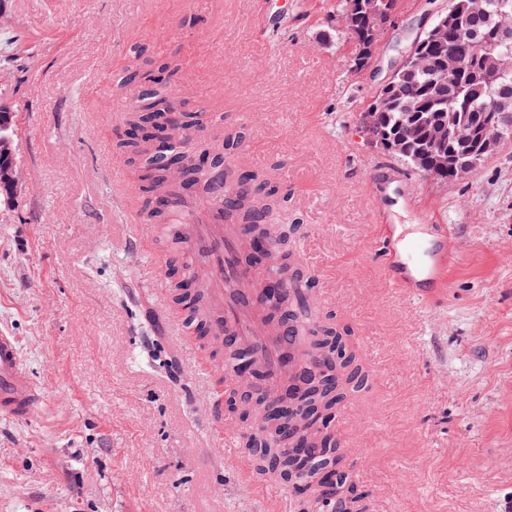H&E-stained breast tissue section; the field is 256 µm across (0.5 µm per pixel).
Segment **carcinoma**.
<instances>
[{"mask_svg": "<svg viewBox=\"0 0 512 512\" xmlns=\"http://www.w3.org/2000/svg\"><path fill=\"white\" fill-rule=\"evenodd\" d=\"M456 24L437 43L422 41L418 53L426 62L402 70L387 93L383 110L366 109L361 113L367 132L379 144L391 143L387 151L417 170L440 182H453L477 171L486 162L482 143L475 137L458 141L448 136V130L465 125L475 128L492 111L493 106L507 117L506 139L512 138V37L493 36L501 11L512 12V0H452ZM339 34L350 47L351 65L356 71L375 38L364 15H355L347 0L338 5ZM452 46L466 58V65L454 81L442 77L441 53ZM179 69L172 59L161 61L158 73L142 69L140 55L134 54L123 79L138 81L143 91L126 112L124 137L117 149L137 166L147 217L153 224H166L169 211L157 207L164 200L181 199L191 205L203 201L211 190L207 177L197 178L203 166L202 151H208L211 165L218 169L224 163V148L238 141L229 133L221 142L210 143L205 149L192 148L173 152L172 132L198 133L204 110L190 106L170 88L168 77ZM248 190L240 193L225 209V216L234 224H244L252 234L277 240L278 225L261 223L274 209L286 202L279 187L252 173L246 176ZM265 260L287 273L290 255L274 248ZM173 303L187 301L185 284L176 264L168 272ZM206 295L198 292L188 307L189 322L199 338L208 337ZM267 320L280 329L287 346L301 345L306 361L296 367L288 378L268 381L259 367L251 372L247 389L233 391L225 406L247 424L264 415V426L256 430L257 439L251 451L274 473L273 463L288 464V457L297 447L305 449L307 461H318L321 467L336 464L338 440L330 428L318 426L328 411L339 410L368 381V374L357 366L351 391L343 392L336 385L334 373L335 330L319 326L295 333V302L283 296L268 309ZM224 368L235 371L243 352L235 349L232 337L224 338Z\"/></svg>", "mask_w": 512, "mask_h": 512, "instance_id": "obj_1", "label": "carcinoma"}]
</instances>
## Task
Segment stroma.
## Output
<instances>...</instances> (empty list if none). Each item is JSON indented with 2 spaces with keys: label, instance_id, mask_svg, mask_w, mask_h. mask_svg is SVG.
<instances>
[{
  "label": "stroma",
  "instance_id": "stroma-1",
  "mask_svg": "<svg viewBox=\"0 0 512 512\" xmlns=\"http://www.w3.org/2000/svg\"><path fill=\"white\" fill-rule=\"evenodd\" d=\"M337 0H0V102L15 107L24 180L0 205V331L45 395L0 416V512H280L273 479L225 445L213 345L171 336V252L143 238L135 168L107 158L139 92L134 46L175 58L176 85L238 115L250 169L288 191L277 222L328 291L369 376L334 430L369 512H512V141L457 182L419 176L359 124L369 92L448 0H403L376 71L333 39ZM401 173L405 186L392 184ZM403 239L447 237V291L393 288L376 214Z\"/></svg>",
  "mask_w": 512,
  "mask_h": 512
}]
</instances>
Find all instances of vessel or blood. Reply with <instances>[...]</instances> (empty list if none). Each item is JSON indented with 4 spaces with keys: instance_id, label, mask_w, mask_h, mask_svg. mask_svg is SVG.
Masks as SVG:
<instances>
[{
    "instance_id": "b4317fda",
    "label": "vessel or blood",
    "mask_w": 512,
    "mask_h": 512,
    "mask_svg": "<svg viewBox=\"0 0 512 512\" xmlns=\"http://www.w3.org/2000/svg\"><path fill=\"white\" fill-rule=\"evenodd\" d=\"M242 169L229 164L222 186L213 197L199 207L197 214L186 213L168 224L138 225L135 236L126 246L137 250L141 237L182 236L187 247L203 258L213 284L208 295L216 310L210 321V333L215 338L230 334L237 345L246 349L251 360L262 363L271 371H286L297 367L304 358L300 349H254L253 343L265 329L266 299L287 293V286L275 269L244 261L241 238L236 227L224 222V196L240 190ZM376 245L385 256L389 277L394 287L444 288L448 282V244L443 240L414 239L396 245L388 225H380ZM43 403L38 385L30 378L14 336L0 332V415L16 420H29Z\"/></svg>"
}]
</instances>
